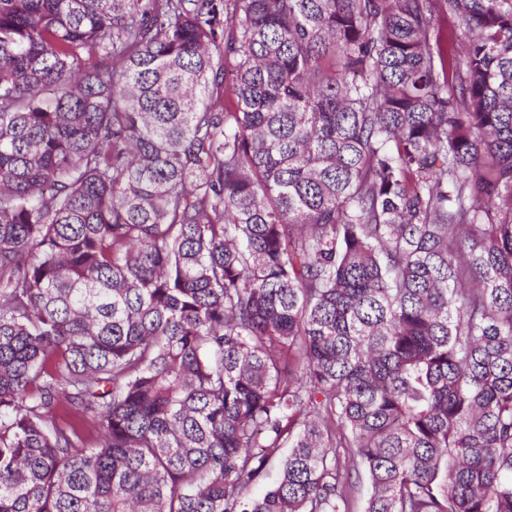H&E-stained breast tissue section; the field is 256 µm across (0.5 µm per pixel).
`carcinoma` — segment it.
<instances>
[{"label":"carcinoma","mask_w":512,"mask_h":512,"mask_svg":"<svg viewBox=\"0 0 512 512\" xmlns=\"http://www.w3.org/2000/svg\"><path fill=\"white\" fill-rule=\"evenodd\" d=\"M362 473L512 512V0H0V512Z\"/></svg>","instance_id":"carcinoma-1"}]
</instances>
